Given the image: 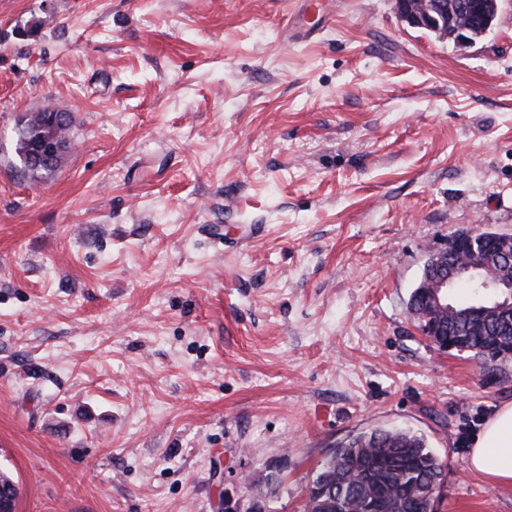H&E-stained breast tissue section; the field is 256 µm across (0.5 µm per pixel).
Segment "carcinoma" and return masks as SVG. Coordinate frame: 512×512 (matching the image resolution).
Instances as JSON below:
<instances>
[{
    "label": "carcinoma",
    "instance_id": "1",
    "mask_svg": "<svg viewBox=\"0 0 512 512\" xmlns=\"http://www.w3.org/2000/svg\"><path fill=\"white\" fill-rule=\"evenodd\" d=\"M69 136V129L43 125L39 115H25L17 128L15 154L24 155L35 143ZM448 341L467 342L468 347L494 352L482 363L512 361V316L484 322L474 316L450 327ZM444 466L425 440L401 429L361 433L334 449L313 480L311 491L319 512H426L434 490L442 482Z\"/></svg>",
    "mask_w": 512,
    "mask_h": 512
}]
</instances>
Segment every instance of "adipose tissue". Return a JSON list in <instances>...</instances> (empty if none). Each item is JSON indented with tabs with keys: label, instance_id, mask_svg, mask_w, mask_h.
Segmentation results:
<instances>
[{
	"label": "adipose tissue",
	"instance_id": "adipose-tissue-1",
	"mask_svg": "<svg viewBox=\"0 0 512 512\" xmlns=\"http://www.w3.org/2000/svg\"><path fill=\"white\" fill-rule=\"evenodd\" d=\"M469 466L502 486H512V404L488 418L470 450Z\"/></svg>",
	"mask_w": 512,
	"mask_h": 512
}]
</instances>
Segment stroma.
<instances>
[{
  "instance_id": "stroma-1",
  "label": "stroma",
  "mask_w": 512,
  "mask_h": 512,
  "mask_svg": "<svg viewBox=\"0 0 512 512\" xmlns=\"http://www.w3.org/2000/svg\"><path fill=\"white\" fill-rule=\"evenodd\" d=\"M0 0V472L14 512H305L334 448L422 436L435 512L512 403L420 335L432 251L512 234V0L475 44L394 0ZM70 112L36 181L25 113ZM279 483L266 484L268 474Z\"/></svg>"
}]
</instances>
